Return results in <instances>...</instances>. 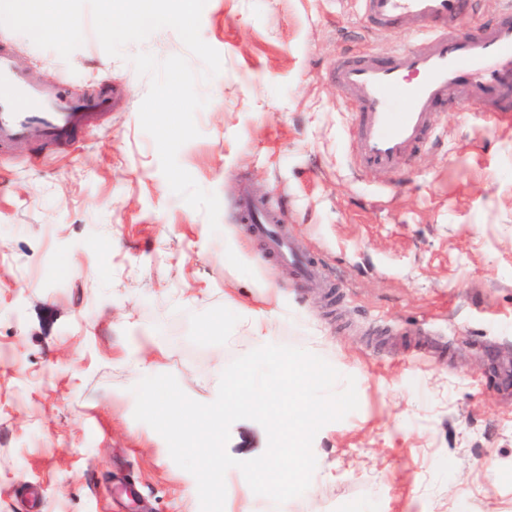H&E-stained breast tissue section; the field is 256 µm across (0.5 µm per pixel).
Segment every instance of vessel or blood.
Wrapping results in <instances>:
<instances>
[{
    "label": "vessel or blood",
    "mask_w": 512,
    "mask_h": 512,
    "mask_svg": "<svg viewBox=\"0 0 512 512\" xmlns=\"http://www.w3.org/2000/svg\"><path fill=\"white\" fill-rule=\"evenodd\" d=\"M362 17L379 32L409 26L412 46H397L387 57L358 53L338 62L331 77L355 109L351 141L357 176L397 175L433 131L441 107L468 103L481 112L512 113V0H502L494 22L468 35L457 25L472 0H358ZM401 111H393L394 98ZM110 98L97 93L71 98L65 84L41 85L10 48L0 47V145L40 131L51 141L71 138L92 112L108 110ZM237 218L265 245L266 255L291 268L308 286L320 279L319 263L293 227L282 224L263 197L246 196Z\"/></svg>",
    "instance_id": "obj_1"
}]
</instances>
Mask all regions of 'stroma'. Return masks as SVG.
Returning <instances> with one entry per match:
<instances>
[{
    "label": "stroma",
    "instance_id": "obj_1",
    "mask_svg": "<svg viewBox=\"0 0 512 512\" xmlns=\"http://www.w3.org/2000/svg\"><path fill=\"white\" fill-rule=\"evenodd\" d=\"M69 59L0 25L42 82L116 93L65 143L0 146V512H200L196 480L134 417V348L192 399L256 347L235 325L199 346L189 316L268 314L275 342L354 377L359 407L313 441L311 485L286 512H512V119L444 109L434 143L381 184L351 172L354 110L336 58L413 45L370 33L339 0H207L222 70L197 84L199 137L179 164L221 204L219 230L175 195L139 121L131 56L187 55L170 28L106 54L90 15ZM195 72L204 65L187 55ZM277 205L328 286L297 291L238 222L243 191ZM243 419L227 451L262 455Z\"/></svg>",
    "mask_w": 512,
    "mask_h": 512
}]
</instances>
